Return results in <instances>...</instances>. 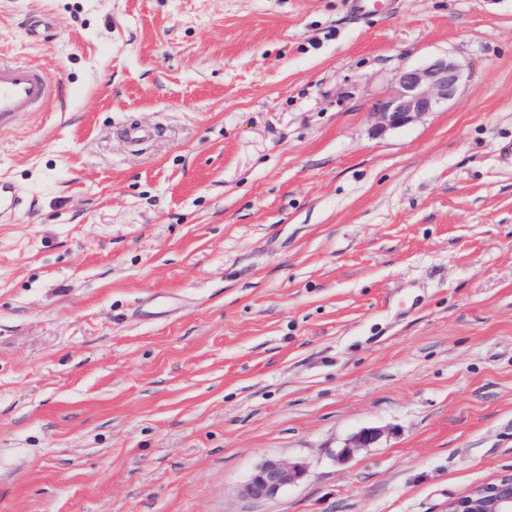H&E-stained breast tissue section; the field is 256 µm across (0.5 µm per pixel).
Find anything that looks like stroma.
Listing matches in <instances>:
<instances>
[{"label":"stroma","mask_w":512,"mask_h":512,"mask_svg":"<svg viewBox=\"0 0 512 512\" xmlns=\"http://www.w3.org/2000/svg\"><path fill=\"white\" fill-rule=\"evenodd\" d=\"M0 51L68 84L0 131V512H447L512 471V0H0ZM437 55L456 100L376 133ZM270 458L306 479L245 497ZM20 203L18 189L11 182L0 179V218L12 216Z\"/></svg>","instance_id":"obj_1"}]
</instances>
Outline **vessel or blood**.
<instances>
[{
    "instance_id": "1",
    "label": "vessel or blood",
    "mask_w": 512,
    "mask_h": 512,
    "mask_svg": "<svg viewBox=\"0 0 512 512\" xmlns=\"http://www.w3.org/2000/svg\"><path fill=\"white\" fill-rule=\"evenodd\" d=\"M65 87L62 77L0 52V130L28 113L44 111L62 98ZM20 203L18 189L0 179V218L13 215Z\"/></svg>"
}]
</instances>
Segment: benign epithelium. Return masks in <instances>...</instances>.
Here are the masks:
<instances>
[{
    "label": "benign epithelium",
    "instance_id": "7a95c632",
    "mask_svg": "<svg viewBox=\"0 0 512 512\" xmlns=\"http://www.w3.org/2000/svg\"><path fill=\"white\" fill-rule=\"evenodd\" d=\"M461 81L460 67L446 56L397 71L392 92L374 109L377 132L403 127L448 106ZM381 435L379 428H363L351 439L349 447L366 448L377 443ZM306 475L307 470L300 464L268 459L254 470L243 492L254 499L273 497ZM448 512H512V472L498 475L450 501Z\"/></svg>",
    "mask_w": 512,
    "mask_h": 512
}]
</instances>
